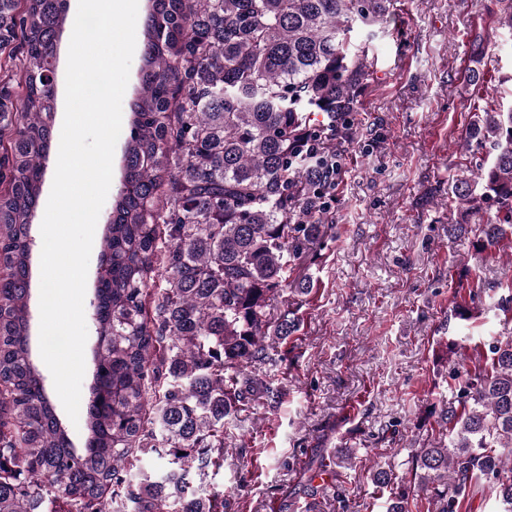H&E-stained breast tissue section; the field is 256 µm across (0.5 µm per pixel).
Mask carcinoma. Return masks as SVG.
Wrapping results in <instances>:
<instances>
[{
  "mask_svg": "<svg viewBox=\"0 0 512 512\" xmlns=\"http://www.w3.org/2000/svg\"><path fill=\"white\" fill-rule=\"evenodd\" d=\"M143 88L130 103L125 178L96 289L91 437L76 448L56 417L28 336L30 219L55 112L62 0H0V512H224L204 489L227 429L253 401L244 374L298 331L292 265L327 234L332 142L363 132L359 108L395 0H151ZM495 151L448 184L487 213L483 255L512 229V110L476 112L462 132ZM315 152L308 150L312 142ZM164 272L166 287L149 288ZM152 299L155 313L146 311ZM283 308L272 319L270 307ZM433 406L439 437L410 450L388 512H465L486 483L512 512V336L491 338ZM168 467L129 479L136 452Z\"/></svg>",
  "mask_w": 512,
  "mask_h": 512,
  "instance_id": "obj_1",
  "label": "carcinoma"
}]
</instances>
